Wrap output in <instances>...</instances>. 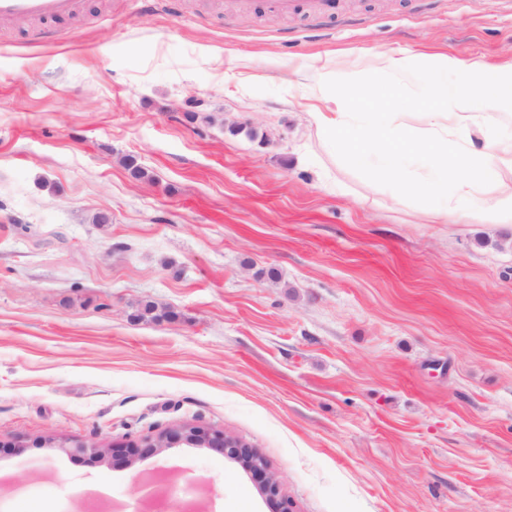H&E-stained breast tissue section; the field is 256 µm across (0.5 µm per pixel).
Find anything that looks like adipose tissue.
I'll use <instances>...</instances> for the list:
<instances>
[{"instance_id":"adipose-tissue-1","label":"adipose tissue","mask_w":512,"mask_h":512,"mask_svg":"<svg viewBox=\"0 0 512 512\" xmlns=\"http://www.w3.org/2000/svg\"><path fill=\"white\" fill-rule=\"evenodd\" d=\"M386 67L399 79L415 72L431 76V95L436 108L420 115L421 129L404 133L394 112L375 109V97L367 90L345 91L349 103L361 106V116L346 111L326 112L316 106L305 114L308 124L338 143L353 162L363 163L370 146L384 147L377 154L378 168L396 176L405 159L430 158L427 175L405 180L399 187L404 195L425 194L440 199L434 210L439 218L461 212H490L512 215V188L502 179L501 168L512 170V141L479 138L481 124L497 121L505 104H512V63L490 68L476 59L437 56L424 63L414 58L390 55ZM460 79L448 83L449 72ZM456 177L458 191L449 194L448 179Z\"/></svg>"}]
</instances>
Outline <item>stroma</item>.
Listing matches in <instances>:
<instances>
[{
    "label": "stroma",
    "mask_w": 512,
    "mask_h": 512,
    "mask_svg": "<svg viewBox=\"0 0 512 512\" xmlns=\"http://www.w3.org/2000/svg\"><path fill=\"white\" fill-rule=\"evenodd\" d=\"M31 28L0 37V512H269L203 448L40 445L180 423L250 444L294 512H512V219L436 223L299 88L334 59L419 126L430 85L386 55L502 64L512 0H89ZM276 9L282 12H293L304 6L306 11L315 17L331 14L336 8L335 0H272Z\"/></svg>",
    "instance_id": "obj_1"
}]
</instances>
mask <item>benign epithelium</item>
I'll return each instance as SVG.
<instances>
[{"label": "benign epithelium", "mask_w": 512, "mask_h": 512, "mask_svg": "<svg viewBox=\"0 0 512 512\" xmlns=\"http://www.w3.org/2000/svg\"><path fill=\"white\" fill-rule=\"evenodd\" d=\"M41 446L56 448L71 457L87 458L93 462L115 457L128 467L144 457L160 455L169 448H208L224 454L225 458L238 464L245 473L257 480L261 494L272 506V512H293L292 503L282 496L279 480L269 470L265 460L243 439L222 430L188 423L176 424L154 438L124 445L122 453L85 442L57 443L51 438L42 440Z\"/></svg>", "instance_id": "7a95c632"}]
</instances>
